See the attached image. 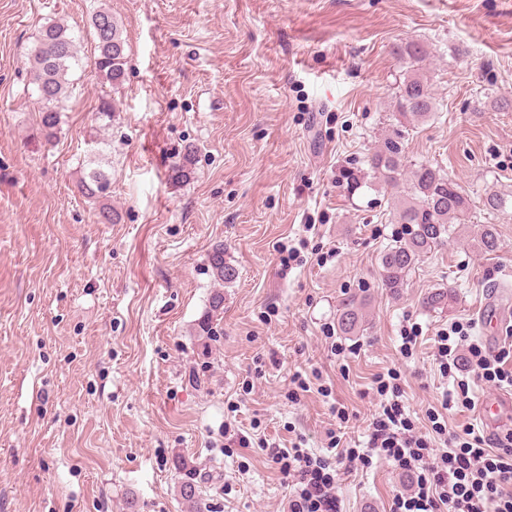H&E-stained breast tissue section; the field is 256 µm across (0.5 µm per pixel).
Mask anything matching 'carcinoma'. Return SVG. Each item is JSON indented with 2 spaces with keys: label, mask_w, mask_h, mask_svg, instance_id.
Masks as SVG:
<instances>
[{
  "label": "carcinoma",
  "mask_w": 512,
  "mask_h": 512,
  "mask_svg": "<svg viewBox=\"0 0 512 512\" xmlns=\"http://www.w3.org/2000/svg\"><path fill=\"white\" fill-rule=\"evenodd\" d=\"M90 26L97 51L95 67L106 82L116 87L125 76V39L120 23L110 9L103 7L92 14ZM396 53L409 65V75L399 85L398 119L366 156L365 168L345 169L340 174L349 193L356 192L368 178L387 185H403V199L396 208L395 218L396 223L404 225L405 232L381 256L383 286L393 292L404 287L420 256L448 241L452 225L465 223L472 210L470 197L456 182L430 164L412 161L405 154L404 142L410 127L430 117L436 103L423 76V64L430 56L428 45L410 41L397 47ZM79 61L77 39L67 26L48 23L40 28L29 52V74L41 103V134L48 144L56 138L62 104L71 85L69 76ZM191 165L192 151L188 150L171 167V178L188 179ZM110 188L111 179L101 169L91 170L80 182L82 195L94 202L107 198ZM482 207L506 213L512 210V195L489 192L482 200ZM471 242L484 253H493L500 246L492 224L474 225ZM210 266L217 282L236 277V269L224 262V251L220 249L212 254ZM451 301L453 295L446 288H438L423 299L430 310H444ZM337 324L345 335L360 331L364 324L361 307L352 300L343 303ZM180 495L187 512H201L194 483L185 482Z\"/></svg>",
  "instance_id": "obj_1"
}]
</instances>
